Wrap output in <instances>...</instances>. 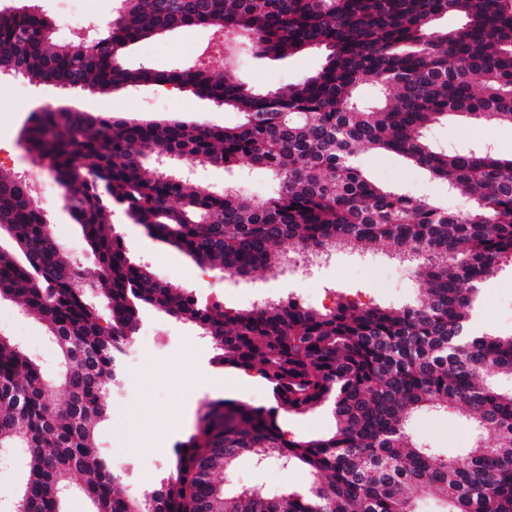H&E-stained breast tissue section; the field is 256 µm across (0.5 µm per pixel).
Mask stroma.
Segmentation results:
<instances>
[{"mask_svg":"<svg viewBox=\"0 0 512 512\" xmlns=\"http://www.w3.org/2000/svg\"><path fill=\"white\" fill-rule=\"evenodd\" d=\"M40 5L53 22L54 40L67 43L84 35L89 26L102 27L110 22L116 15L118 0H40ZM217 40L210 27L189 33L175 32L142 42L132 62L152 68L188 65L193 57L184 53L183 47L196 44L208 48V65L220 69L224 57L213 48ZM322 62L321 53L316 51L277 61L255 59L243 52L239 55L237 75L257 89L283 90L317 71ZM45 103L83 112L109 111L127 118L179 119L229 127L241 119L237 112L186 92H171L167 87L145 85L117 94L72 93L50 85L0 79V172L20 173L34 166V156L26 149L23 131L32 111ZM433 136L438 142L461 148L476 142L487 143L498 157L512 158V128L507 126L451 116L435 125ZM357 162L368 178L393 192L426 198L451 211H467L474 206L471 199L431 179L426 171L401 156L362 150L357 154ZM192 177L205 189L220 192L232 187L258 202L270 197L276 189V181L269 173L245 162L234 173L220 166L197 165ZM46 214V231L64 253L79 259L85 267H95L97 259L65 205L47 207ZM112 223L123 236L131 257L148 263L158 279L191 289L201 277H208L215 299L231 311L251 308L263 292L290 295L303 305L319 310L331 307L340 294L358 305L391 307L413 303L418 297V282L390 258L389 249L382 242L366 249L338 252L329 265L319 269L307 271L299 265L276 278L256 274L237 280L215 270L203 273L190 257L152 239L140 225L124 216H113ZM474 314L476 332H512V260H502L497 277L481 289ZM154 330L167 337L165 349L155 350L150 338ZM0 334L21 346L41 365L48 379L57 377V351L47 341L43 323L14 300L0 299ZM139 334L143 338V358L128 361L125 387L110 394L111 413L98 430L101 450L127 467V488L134 493L159 482L171 448L191 430L197 411L208 401L236 398L254 406L271 403L270 390L260 379L250 378L248 385L242 387L238 384L237 370L215 365V350L210 340L191 323L148 310L142 316ZM200 367L210 372V379H195L194 373ZM334 425L335 419L326 405L286 416L282 421L284 430L302 437L324 436ZM410 432L434 446L459 452L469 448L473 439L471 428L453 412L420 417ZM256 483L278 493L288 489L308 490L312 479L302 468H284L275 462L259 467L253 455L242 454L224 485L237 491Z\"/></svg>","mask_w":512,"mask_h":512,"instance_id":"1","label":"stroma"}]
</instances>
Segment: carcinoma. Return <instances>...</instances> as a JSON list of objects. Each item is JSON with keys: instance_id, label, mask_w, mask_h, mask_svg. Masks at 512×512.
<instances>
[{"instance_id": "obj_1", "label": "carcinoma", "mask_w": 512, "mask_h": 512, "mask_svg": "<svg viewBox=\"0 0 512 512\" xmlns=\"http://www.w3.org/2000/svg\"><path fill=\"white\" fill-rule=\"evenodd\" d=\"M453 16L459 23L439 27ZM214 26L256 58L325 52L319 70L286 91H261L206 64L130 66L136 45ZM104 52L85 39L56 44L41 9L0 10V58L30 83L126 92L166 85L242 114L232 127L138 122L61 109L34 112L27 149L48 160L70 215L97 258L91 270L61 256L46 214L20 175L0 174V298L17 297L45 323L59 351L54 397L40 365L0 336V450L21 449L25 481L14 512H64L70 479L90 512H417L425 495L446 512H512V334L472 327L479 290L512 258V159L491 147H436L430 129L452 114L512 127V0H120ZM379 87L371 104L362 85ZM394 152L469 195L454 212L369 181L357 150ZM167 151L191 165L241 160L270 172L278 192L260 204L232 189L208 191L155 164ZM121 214L199 265L248 277L277 272L288 240L301 255L384 240L422 285L414 303L324 311L288 298L231 313L155 278L107 231ZM191 322L221 351L214 363L254 370L269 406L235 399L205 405L175 444L167 476L137 496L96 443L106 395L123 382L143 309ZM328 404L336 428L288 436L281 414ZM457 410L474 431L462 453L412 439L420 415ZM245 452L301 465L306 493H226L224 473Z\"/></svg>"}]
</instances>
